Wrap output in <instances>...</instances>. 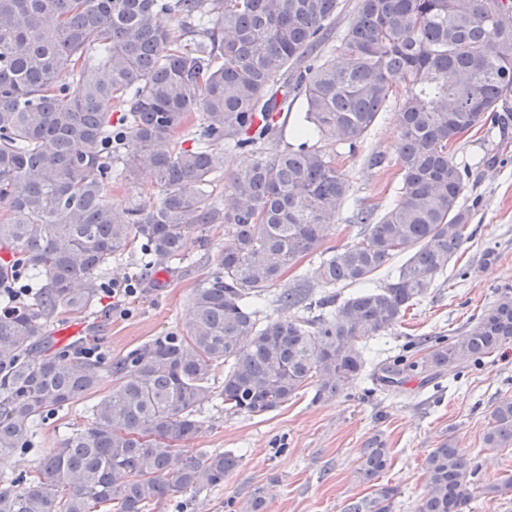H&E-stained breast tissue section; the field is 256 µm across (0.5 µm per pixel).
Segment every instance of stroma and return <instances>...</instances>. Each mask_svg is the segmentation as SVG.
I'll use <instances>...</instances> for the list:
<instances>
[{"label": "stroma", "mask_w": 512, "mask_h": 512, "mask_svg": "<svg viewBox=\"0 0 512 512\" xmlns=\"http://www.w3.org/2000/svg\"><path fill=\"white\" fill-rule=\"evenodd\" d=\"M322 149L335 156L350 183L349 198L323 241L324 247L340 248L360 232L356 202L382 210L397 197L401 174L395 114L379 115L356 154L331 141L323 142ZM454 150L456 161L469 170L460 199L470 212L469 237L401 325L368 342V368L417 354L419 338L461 331L493 302L498 290L512 288V132L503 133L498 126L477 128L464 134ZM210 237L209 249L190 246L185 259L162 274L144 268L136 251L113 262V279H136L138 292L120 306L103 296L92 314L76 319L82 335L97 337L100 353L116 358L178 331L192 288L215 270L226 242L220 226ZM506 394L512 395V342L459 374L417 377L386 390L374 388L367 376L340 396L317 402L309 389L260 417L228 416L218 405L207 406L211 427L188 445V452H231L240 463L222 487L182 496L164 504L161 512H225L227 500L243 504L259 487L265 491L268 512H343L348 503L375 489L359 468L362 449L377 441L390 450V466L381 480L399 490L395 512H413L424 488L422 463L443 442L477 456L486 482L512 475V448L484 442L490 413ZM86 420L83 402L47 420L37 449L14 455L5 471H28L65 431Z\"/></svg>", "instance_id": "stroma-1"}]
</instances>
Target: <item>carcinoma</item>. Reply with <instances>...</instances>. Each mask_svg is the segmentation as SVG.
I'll return each instance as SVG.
<instances>
[{
	"label": "carcinoma",
	"mask_w": 512,
	"mask_h": 512,
	"mask_svg": "<svg viewBox=\"0 0 512 512\" xmlns=\"http://www.w3.org/2000/svg\"><path fill=\"white\" fill-rule=\"evenodd\" d=\"M498 4L490 16L484 0H357L335 38L343 0H0V461L110 381L34 469L0 471V512H160L224 485L239 464L230 452L182 453L209 427L206 403L262 416L312 384L316 398L333 397L364 374L368 340L399 325L468 238L467 172L451 148L461 131L512 114V0ZM332 40L339 64L323 59ZM392 103L397 199L358 209L360 237L315 271L323 288L361 290L315 300L304 279L278 295L280 308L323 311L262 316L257 300L319 248L349 196L318 142L356 150ZM295 107L298 144L282 148ZM216 146L243 157L226 205L211 199ZM141 169L157 197L106 199L112 180ZM217 224L231 244L193 288L180 331L115 359L56 346L51 324L96 307L112 260L141 248L151 266L168 265L208 246ZM382 270L386 282L369 286ZM511 341L508 288L469 327L423 338L424 354L393 359L375 381L459 373ZM485 441L512 447L511 396L496 402ZM389 462L384 445L364 448L360 472L374 479ZM480 469L442 443L424 460L415 512H464L500 492L480 485ZM397 495L380 484L344 512H393ZM240 512H267L261 489Z\"/></svg>",
	"instance_id": "carcinoma-1"
}]
</instances>
